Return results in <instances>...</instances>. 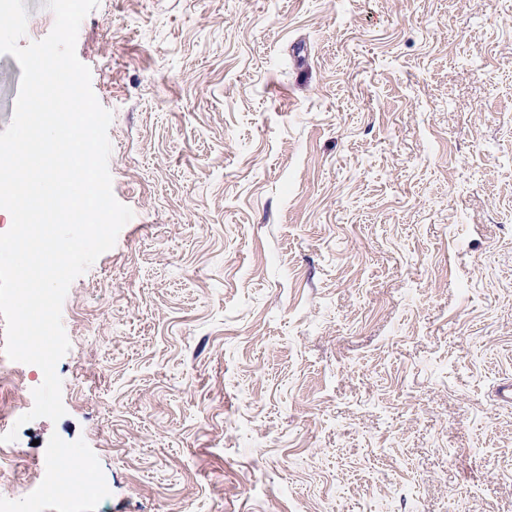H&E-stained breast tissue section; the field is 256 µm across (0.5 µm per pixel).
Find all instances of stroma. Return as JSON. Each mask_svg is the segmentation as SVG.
Segmentation results:
<instances>
[{"instance_id":"stroma-1","label":"stroma","mask_w":512,"mask_h":512,"mask_svg":"<svg viewBox=\"0 0 512 512\" xmlns=\"http://www.w3.org/2000/svg\"><path fill=\"white\" fill-rule=\"evenodd\" d=\"M76 54L134 216L12 512H512V0H100ZM75 463L103 494L29 501Z\"/></svg>"}]
</instances>
